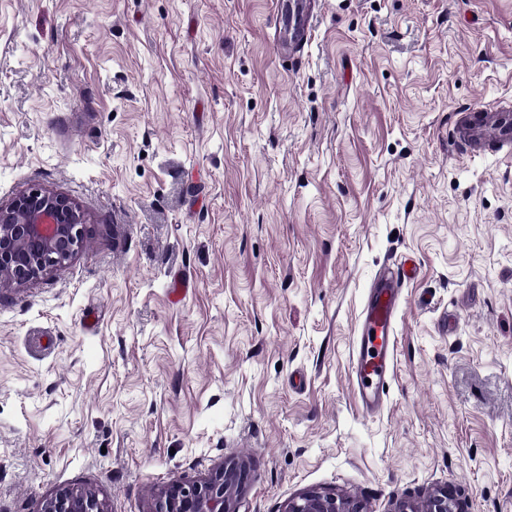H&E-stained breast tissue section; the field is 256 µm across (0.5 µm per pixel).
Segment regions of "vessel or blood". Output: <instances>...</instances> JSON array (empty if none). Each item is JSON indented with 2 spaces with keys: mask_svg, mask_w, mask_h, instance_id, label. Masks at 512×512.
<instances>
[{
  "mask_svg": "<svg viewBox=\"0 0 512 512\" xmlns=\"http://www.w3.org/2000/svg\"><path fill=\"white\" fill-rule=\"evenodd\" d=\"M409 276L402 267L376 276L359 317L352 383L359 409L369 416L382 410L384 388L394 375L399 302Z\"/></svg>",
  "mask_w": 512,
  "mask_h": 512,
  "instance_id": "b4317fda",
  "label": "vessel or blood"
}]
</instances>
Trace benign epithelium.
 Masks as SVG:
<instances>
[{
  "label": "benign epithelium",
  "mask_w": 512,
  "mask_h": 512,
  "mask_svg": "<svg viewBox=\"0 0 512 512\" xmlns=\"http://www.w3.org/2000/svg\"><path fill=\"white\" fill-rule=\"evenodd\" d=\"M287 32L291 40L302 32L300 9L285 0ZM87 221L71 198L41 188L17 195L0 207V285L23 288L71 260L86 244ZM245 468L224 463L210 479L194 484L174 482L156 495L154 512H236L233 490L243 481ZM42 512H108L98 495L84 488H67L46 500ZM283 512H366L334 494L309 492L288 499ZM424 512H458L448 492L429 500Z\"/></svg>",
  "instance_id": "benign-epithelium-1"
}]
</instances>
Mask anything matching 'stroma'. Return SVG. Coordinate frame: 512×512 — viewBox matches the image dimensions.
I'll return each mask as SVG.
<instances>
[{
    "instance_id": "1",
    "label": "stroma",
    "mask_w": 512,
    "mask_h": 512,
    "mask_svg": "<svg viewBox=\"0 0 512 512\" xmlns=\"http://www.w3.org/2000/svg\"><path fill=\"white\" fill-rule=\"evenodd\" d=\"M0 0V206L84 249L0 288V512L230 459L239 512H512V0ZM411 262L380 414L363 296ZM283 512H366L359 505L335 494L309 492L288 499Z\"/></svg>"
}]
</instances>
